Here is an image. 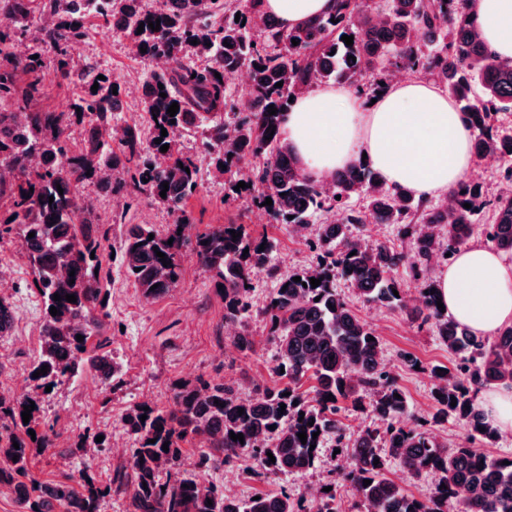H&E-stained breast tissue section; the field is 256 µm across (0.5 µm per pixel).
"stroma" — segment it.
<instances>
[{
	"instance_id": "1",
	"label": "stroma",
	"mask_w": 512,
	"mask_h": 512,
	"mask_svg": "<svg viewBox=\"0 0 512 512\" xmlns=\"http://www.w3.org/2000/svg\"><path fill=\"white\" fill-rule=\"evenodd\" d=\"M68 52L72 58L95 62L121 78L123 90L115 122L147 132L150 121L142 110V92L145 82L158 73L157 64L132 55L126 41L96 18L88 20L85 38L72 44ZM179 147L182 153L196 158L199 166L197 190L185 203L190 233L211 225L244 224L253 236L273 241L271 263L280 272L319 265L322 254L309 248L306 237L289 225L276 223L255 205L228 198L227 179L216 176L198 132L184 131ZM79 195L91 200L96 220L111 227L105 247L112 256L104 261L111 276L105 287L109 317L100 339L119 374L107 386L99 373L86 369L63 379L43 395L41 426L53 428L62 444L36 456L32 473L42 481H63L86 467L99 482L106 483L131 470L135 443L122 422L129 408L142 403L164 410L172 408L173 388L183 381L231 382L245 396L275 383L276 345L269 334L264 308L277 280L263 272L254 278L251 309L246 317L254 348L240 351L232 345L231 325L224 321V300L190 249H183L180 255L177 286L149 302L116 259L129 225L150 224L162 229L173 223V216L162 205L149 194L133 193L128 185L105 191L88 183L80 188ZM336 288L349 297L355 313L376 330L382 358L406 396L403 422L408 427H418L434 411L432 392L436 380L432 371L452 366L454 355L431 331L419 328L399 309L363 302L355 298L345 282H337ZM0 295L14 311L10 338L0 345V393L18 398L33 391L29 372L40 349L43 303L30 265L13 239L0 242ZM407 353L418 358L421 369L405 364L403 356ZM99 432L109 437L110 448L76 447L78 436ZM345 460V455L336 452L329 441L314 468L300 476L283 478L265 473L246 456L230 465L203 471L199 468L198 451L189 442L184 446L177 472L182 477L203 474L219 485L232 480L243 500L283 489L299 496L308 486L330 482L336 488L340 512H358L356 498L341 477Z\"/></svg>"
}]
</instances>
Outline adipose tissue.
<instances>
[{"mask_svg": "<svg viewBox=\"0 0 512 512\" xmlns=\"http://www.w3.org/2000/svg\"><path fill=\"white\" fill-rule=\"evenodd\" d=\"M334 6L335 0L262 2L286 29ZM472 9L488 49L512 58V0H472ZM281 134L313 179L364 160L387 185L418 199L447 194L474 166L464 114L446 91L415 78L388 86L372 104L341 85L317 88L285 112ZM436 279L449 314L474 332L491 336L512 325V263L502 255L480 245L462 249ZM476 399L495 426L512 431V387L485 388Z\"/></svg>", "mask_w": 512, "mask_h": 512, "instance_id": "adipose-tissue-1", "label": "adipose tissue"}]
</instances>
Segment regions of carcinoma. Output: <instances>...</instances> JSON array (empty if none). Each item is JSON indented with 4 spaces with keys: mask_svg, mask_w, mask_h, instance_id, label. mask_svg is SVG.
Returning <instances> with one entry per match:
<instances>
[{
    "mask_svg": "<svg viewBox=\"0 0 512 512\" xmlns=\"http://www.w3.org/2000/svg\"><path fill=\"white\" fill-rule=\"evenodd\" d=\"M31 4L0 0V167H5L0 171V206L7 205L8 213L0 222V239L18 231L43 298L42 345L31 372L44 365L48 370L33 379L36 389L44 391L86 367L106 382L118 374L108 355H91L87 348L109 317L102 302L109 276L103 260L110 229L75 222V212L88 209L79 203L83 184L110 188L112 172L121 169L135 190L148 192L173 214L174 224L164 232L149 224L131 226L121 245L126 275L145 299L176 287L177 257L188 245L205 271L214 273L215 283L223 286L224 321L233 325L242 324L249 311L256 271L276 274L270 264L273 244L250 237L240 224H219L186 237L190 218L184 204L198 187L199 166L177 147V132L203 128V147L215 169L230 175L232 188L241 181L246 184L233 194L249 196L279 224H318L324 214L340 212V217L319 224L315 239L309 241L325 254L324 264L317 271L300 269L278 277L267 303L269 330L278 347L273 369L278 383L253 398L242 396L229 383H183L174 388V409L146 411L138 405L124 417L136 436V448L132 474L124 475L119 486L129 493L132 512H305L302 499L286 489L230 503L224 489L203 476L172 474L182 444L202 436L206 440L199 461L206 470L217 462L230 464L247 452L266 472L285 477L313 469L325 441L333 437L350 460L344 480L363 512H512V456L485 454L484 449L498 441L499 429L486 419L475 398L482 386H512V325L491 338L479 336L438 308L439 293H431L436 288L431 268L450 261L471 236L473 217L489 204L493 216L484 228L485 237L497 250L512 253V190L491 202L484 199L481 187L462 181L443 204L431 206L386 185L376 170L360 162L337 171L336 190L327 195L298 167L280 130L292 96L336 82L371 97L386 88L390 72L404 70L448 91L469 121L473 154H496L511 185L512 133L496 125L495 114L512 108V61L492 56L468 0H385L382 6L337 0L334 12L291 30L266 15L261 0H172L154 11L143 10L140 0H43L41 15L51 19L48 26L32 21ZM91 17L107 22L120 18L116 35L128 40L139 58L163 59L170 65V72L144 86L142 104L150 120L146 139L132 127L115 133L118 96L112 89L121 88L119 78L68 54L69 45L85 36ZM156 21L159 30L147 26ZM344 35L353 36V45L341 40ZM28 37L34 48L17 55L16 42ZM294 39L299 41L296 46ZM48 52L53 54L58 84L74 79L79 83L67 112L32 108L42 93ZM240 68L250 76L242 109L228 102L223 79ZM100 75L104 79H98ZM280 81L283 85L276 86ZM162 92L167 97H161ZM174 102L179 110L171 117L167 110ZM159 138L169 145L167 151L154 143ZM259 155L265 161L258 170L243 165ZM165 182L169 189L163 198ZM361 195L376 223L399 226L411 252L386 242L367 245L354 236L352 227L363 218L352 200ZM268 198L272 205H263ZM465 203L471 208L463 207ZM233 230L240 236L232 237ZM158 251L165 258L158 257ZM165 261L169 265H163ZM402 265L422 280L413 304L394 279ZM295 277L301 281H293ZM312 278L321 284L312 287ZM339 278L365 301L399 308L430 326L448 351L459 356L453 367L435 370L432 420L464 423L470 431L468 443H451L401 423L406 401L394 397L402 390L383 362L381 340L336 290ZM56 293L58 301L53 299ZM68 294L77 302H68ZM52 306L58 311L55 316L50 314ZM78 335L83 341L76 340ZM306 376L315 381L309 391L299 385ZM348 401L369 411L376 426L356 436L347 434L338 415ZM32 402L35 409L25 424L22 412ZM282 404L286 408H280ZM41 413L36 397L0 394V494L15 495L26 512H99L112 485H100L89 470L68 482H42L30 474L37 449L57 447V436L46 430L31 439L29 430L38 427ZM232 432L243 434L244 442L231 439ZM302 432L307 434L304 443L298 437ZM391 460L399 461L414 478H433L434 491L427 497L405 493L387 476ZM163 471L165 479L160 477ZM366 479L371 481L368 486Z\"/></svg>",
    "mask_w": 512,
    "mask_h": 512,
    "instance_id": "cac0c4a2",
    "label": "carcinoma"
}]
</instances>
